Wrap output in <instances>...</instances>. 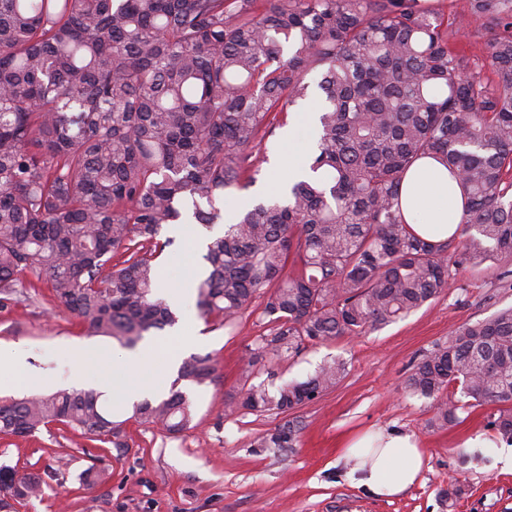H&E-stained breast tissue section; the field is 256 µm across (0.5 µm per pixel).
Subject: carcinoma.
Here are the masks:
<instances>
[{"label": "carcinoma", "instance_id": "carcinoma-1", "mask_svg": "<svg viewBox=\"0 0 512 512\" xmlns=\"http://www.w3.org/2000/svg\"><path fill=\"white\" fill-rule=\"evenodd\" d=\"M473 19L490 33L483 62L451 43ZM311 98L310 175L224 222L226 192L262 175L255 144ZM429 156L462 189L458 243L419 237L401 213V182ZM180 220L224 225L191 282L201 316L232 328L261 298L271 324L224 411L285 413L333 390L339 358L272 391L250 367L403 318L453 266L512 258V0L459 15L445 0H0V308L30 272L89 335L133 349L178 321L155 259ZM181 381L214 382L212 357L190 355L133 417L190 428ZM405 389L431 400V428L491 406L486 427L512 443V306L453 329ZM54 423L129 447L98 391L0 403V435ZM297 443L289 421L253 446ZM41 485L0 465V512Z\"/></svg>", "mask_w": 512, "mask_h": 512}]
</instances>
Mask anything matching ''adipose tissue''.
Here are the masks:
<instances>
[{
  "label": "adipose tissue",
  "instance_id": "adipose-tissue-1",
  "mask_svg": "<svg viewBox=\"0 0 512 512\" xmlns=\"http://www.w3.org/2000/svg\"><path fill=\"white\" fill-rule=\"evenodd\" d=\"M402 212L417 235L443 242L459 235L464 205L459 187L433 159L418 162L400 186ZM358 483L378 498H393L421 478L423 459L415 437L380 428L347 448Z\"/></svg>",
  "mask_w": 512,
  "mask_h": 512
}]
</instances>
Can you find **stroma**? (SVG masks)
I'll return each mask as SVG.
<instances>
[{"label": "stroma", "mask_w": 512, "mask_h": 512, "mask_svg": "<svg viewBox=\"0 0 512 512\" xmlns=\"http://www.w3.org/2000/svg\"><path fill=\"white\" fill-rule=\"evenodd\" d=\"M314 133L300 129L288 141L285 129L256 149L268 156L265 175L255 186L231 190L226 205L279 193L273 159L295 153L308 158ZM208 234L199 224L165 226L171 241L158 259L161 281L181 289L178 328L165 329L155 345L154 367L170 387L173 364L193 354H210L217 365L214 383L182 384L194 405L195 425L178 435L133 419L121 409L128 445L90 446L78 430L49 425L26 437L0 436V464L42 478V493L19 512H512V473L500 472L494 454L502 441L485 426L486 407L444 429L429 428L431 402L410 397L404 385L413 365L433 344L459 325L512 305V259L478 267H453L451 286L408 317L375 331L305 347L291 359L266 356L254 369V382L275 370L279 380H305L324 360L338 357L347 373L339 385L313 403L287 414H224V396L237 389L249 349L262 334L261 311L250 308L234 329L205 323L194 290L184 287L190 268L201 263L199 242ZM15 304L0 309V349L23 358L18 368L0 367V398L48 394L59 389H96L103 373L122 377L115 358L108 370L85 364L83 349H113L112 341L86 335L77 319L30 273L16 286ZM301 428L296 448H256L255 437L286 422ZM399 429L422 443L424 465L418 484L380 500L347 474L353 466L346 445L379 429ZM481 437L484 455L460 473L458 457L467 439ZM106 469L100 486H83L91 465ZM459 493L447 497L448 488Z\"/></svg>", "instance_id": "1"}]
</instances>
